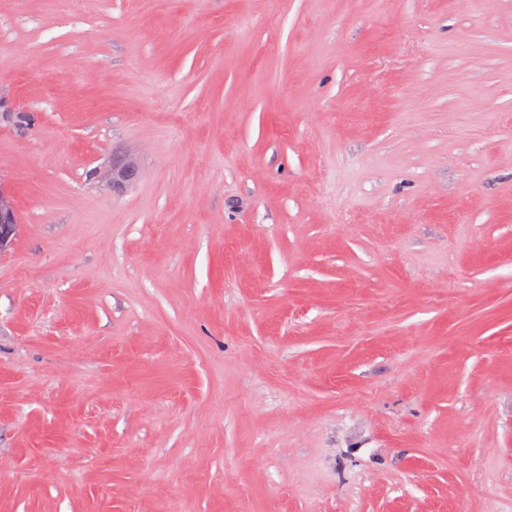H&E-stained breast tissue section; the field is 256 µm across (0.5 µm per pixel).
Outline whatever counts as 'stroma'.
Wrapping results in <instances>:
<instances>
[{
  "label": "stroma",
  "instance_id": "stroma-1",
  "mask_svg": "<svg viewBox=\"0 0 512 512\" xmlns=\"http://www.w3.org/2000/svg\"><path fill=\"white\" fill-rule=\"evenodd\" d=\"M0 174V512H512V0H0ZM16 224H19V220L14 198L2 185L0 174V251L12 244Z\"/></svg>",
  "mask_w": 512,
  "mask_h": 512
}]
</instances>
